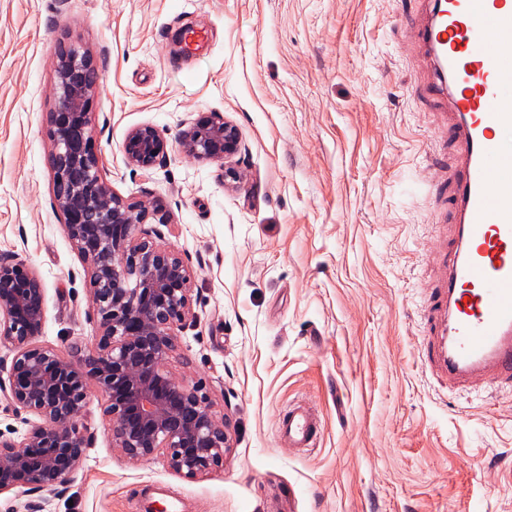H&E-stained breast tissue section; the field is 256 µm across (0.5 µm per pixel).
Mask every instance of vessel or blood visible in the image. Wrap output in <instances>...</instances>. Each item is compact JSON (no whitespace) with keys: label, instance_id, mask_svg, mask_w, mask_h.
I'll return each instance as SVG.
<instances>
[{"label":"vessel or blood","instance_id":"1","mask_svg":"<svg viewBox=\"0 0 512 512\" xmlns=\"http://www.w3.org/2000/svg\"><path fill=\"white\" fill-rule=\"evenodd\" d=\"M413 39L433 59L435 93L455 166L448 220L455 229L443 279L429 302L427 361L466 385L512 377V9L508 0H432ZM318 414L295 403L278 434L289 449L315 447Z\"/></svg>","mask_w":512,"mask_h":512}]
</instances>
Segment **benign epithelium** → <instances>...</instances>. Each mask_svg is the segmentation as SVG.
<instances>
[{"label": "benign epithelium", "instance_id": "1", "mask_svg": "<svg viewBox=\"0 0 512 512\" xmlns=\"http://www.w3.org/2000/svg\"><path fill=\"white\" fill-rule=\"evenodd\" d=\"M93 58L59 51L47 135L55 205L74 248L90 269L89 293L99 322L94 346L75 360L35 342L44 319L40 277L15 254L0 255V343L13 349L1 363L0 388L18 410L36 415L20 442L0 439V495L62 482L82 465L87 383L102 393L112 447L139 462L158 453L193 478L224 463L227 438L200 389L167 363L190 314L193 273L162 232L147 226L160 212L122 198L100 174L102 154L91 125L99 78ZM183 152L227 159L239 149L237 129L217 112L201 115L180 136ZM165 143L151 126L129 132V165L153 167Z\"/></svg>", "mask_w": 512, "mask_h": 512}]
</instances>
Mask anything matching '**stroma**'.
<instances>
[{
  "label": "stroma",
  "mask_w": 512,
  "mask_h": 512,
  "mask_svg": "<svg viewBox=\"0 0 512 512\" xmlns=\"http://www.w3.org/2000/svg\"><path fill=\"white\" fill-rule=\"evenodd\" d=\"M426 0H0V254L41 278L38 344L93 347L89 269L56 208V50L89 53L92 126L114 191L169 218L164 242L193 271L168 362L223 419V466L189 479L164 454L112 446L87 388L91 439L52 488L0 496V512H512V385L463 388L424 359L435 251L451 229L433 190L454 154L433 70L412 30ZM187 27L196 56L173 53ZM234 125L228 159L187 156L199 113ZM157 129L149 171L122 145ZM239 172L224 180L225 169ZM317 408V447L288 450V404Z\"/></svg>",
  "instance_id": "obj_1"
}]
</instances>
